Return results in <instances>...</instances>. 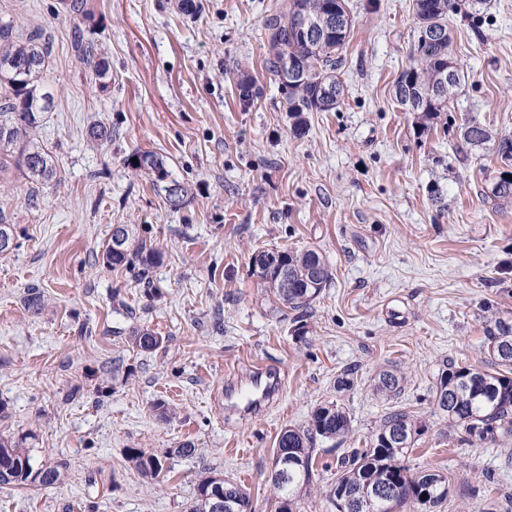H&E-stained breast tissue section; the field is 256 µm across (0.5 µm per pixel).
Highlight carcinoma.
<instances>
[{
    "instance_id": "carcinoma-1",
    "label": "carcinoma",
    "mask_w": 512,
    "mask_h": 512,
    "mask_svg": "<svg viewBox=\"0 0 512 512\" xmlns=\"http://www.w3.org/2000/svg\"><path fill=\"white\" fill-rule=\"evenodd\" d=\"M284 0L263 19L269 33L270 54L265 69L281 77L280 59L288 55L299 75L290 78L283 91L284 107L297 133L306 128V112H331L344 97V86L336 76L343 63L342 53L348 43L352 20L346 0ZM338 9H333V6ZM463 0H414L415 29L409 51V65L395 84V98L407 111L421 120L420 129L429 130L434 121L448 111V104L462 89L466 74L449 52L451 37L448 17L462 12ZM306 17L320 20L321 26L311 33L302 28ZM82 62L104 78L108 65L92 41L80 43ZM49 48L41 33L31 32L25 41L14 39L10 21H0V164L9 158L27 170L35 182L50 181L57 168L50 152L31 144L30 134L38 127L40 116L50 111L54 95L43 81ZM453 74L448 81L442 75L448 65ZM456 136L472 149L494 142L497 155L506 165L512 164V135L500 137L475 118L457 127ZM134 169L153 178V185L164 192L174 209L182 206L192 194L190 186L166 181L162 159L151 151L137 155ZM489 197L512 200V180L499 176L488 192ZM161 257L160 250L132 230L126 231L124 242L109 244L103 262L111 268L135 269V279L147 278L148 269ZM251 274L258 277L272 301L297 312L293 338L307 341L310 328L305 311L315 302L332 280V272L316 249L301 251L266 249L252 254ZM131 344L150 353L162 344V337L148 328H135L129 336ZM488 369L454 362L444 369L433 389L436 408L448 417V428L459 434L463 444L481 445L494 440L499 433L512 432V322L498 319L489 329ZM402 378L393 370H384L374 378L373 391L388 399L397 397ZM351 431V417L337 402L318 406L306 425L289 427L278 439L283 462L294 474L288 485L273 484L278 493L277 512H293L302 489L314 475L313 452L319 440L344 441ZM425 424L401 407L387 412L364 448H353L338 459L336 482L329 490L336 512H438L448 500V476L433 470L410 471L403 457L414 447ZM401 439L396 441L393 435ZM35 434L16 436L0 433V485L37 483L52 487L61 482L62 462L35 465L28 441ZM129 458L147 477L158 479L164 464L143 448L128 449ZM223 479L212 474L197 485V496L191 512H220L210 494V486ZM385 490L389 497L361 508L366 494Z\"/></svg>"
}]
</instances>
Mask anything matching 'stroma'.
Segmentation results:
<instances>
[{"label": "stroma", "instance_id": "35a3bbf8", "mask_svg": "<svg viewBox=\"0 0 512 512\" xmlns=\"http://www.w3.org/2000/svg\"><path fill=\"white\" fill-rule=\"evenodd\" d=\"M84 2L77 15L71 0H0L17 39L36 29L50 46L55 99L33 140L60 168L42 184L15 165L0 175L15 243L0 255V430L34 432L35 460L66 465L58 486L0 488V512H189L212 471L248 490L252 512H276L278 436L331 401L352 433L318 444L299 512H335L339 457L364 447L389 407L372 390L383 370L402 374L398 403L426 424L410 470L447 474L445 512H500L512 437L458 444L432 390L445 363L487 366L492 318L512 321V205L487 196L505 169L493 146L469 149L439 124L418 132L393 98L413 0H347L344 98L307 113L300 135L264 68L277 0H198L192 15L174 0ZM448 27L468 75L449 116L512 135V0H483ZM81 39L97 44L106 78L82 63ZM244 75L261 90L247 106ZM96 124L111 141L90 138ZM143 151L190 185L183 206L135 173ZM116 224L159 247L150 281L104 265ZM275 247L319 249L333 270L305 343L249 272L254 251ZM142 326L162 336L156 351L131 347ZM258 365L275 369L279 392L254 414L226 412L225 384ZM347 368L358 381L337 392ZM159 401L176 416L158 419ZM187 440L197 454L173 455ZM131 448L163 458L166 480L143 476Z\"/></svg>", "mask_w": 512, "mask_h": 512}]
</instances>
